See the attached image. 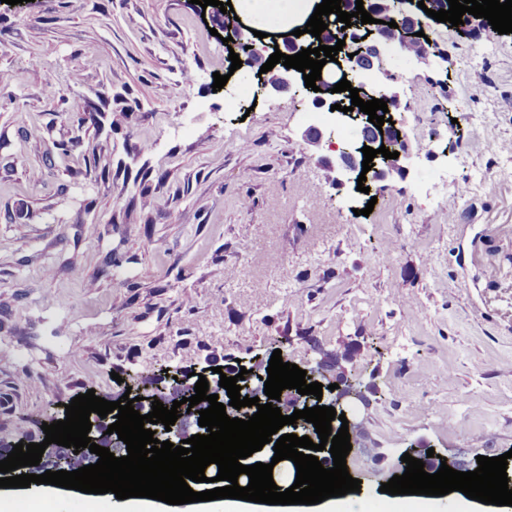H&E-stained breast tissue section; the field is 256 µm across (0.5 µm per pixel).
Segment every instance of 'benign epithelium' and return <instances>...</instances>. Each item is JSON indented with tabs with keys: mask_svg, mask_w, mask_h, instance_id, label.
<instances>
[{
	"mask_svg": "<svg viewBox=\"0 0 512 512\" xmlns=\"http://www.w3.org/2000/svg\"><path fill=\"white\" fill-rule=\"evenodd\" d=\"M419 0H363L364 9L370 15L377 19L380 15L386 13L394 14L395 20L406 25H417L418 23L428 19V15L418 7ZM210 9L209 15L212 21L219 28L224 29L231 27L234 31L233 47H248L246 56L242 59V66H253L257 63L263 64L267 61L264 52L267 49L265 41L254 36L252 28L235 21L225 22L224 15L220 8L208 6ZM274 43L278 44L281 52L287 55H294L304 49L301 43V38L294 35H286L281 38L279 35L272 36ZM343 52L346 57L336 56L338 62L332 63L333 69L321 70V80L317 84L322 88H333V85L338 83L342 78L350 77L356 74H363L367 72H375L383 70L384 57L387 56V45L382 38L380 26L377 24H364L362 26L351 27L343 31ZM354 54V57H348V54ZM297 71L294 69L281 67L275 81L263 84V89L272 95L281 93H291L297 89L298 82L296 79ZM347 117L361 122L359 128V137H361V145L354 148H345L338 145H329V148L336 152L333 159L323 158L328 171L331 172V182L336 186H343L346 183L357 182L359 175L362 171V161L364 159L361 147L364 145L370 146L374 149L380 147L390 148V144L398 143L397 151L399 152V162L401 172L408 173L409 163L412 157V151L405 136H397L399 128L397 125H392L389 122H384L382 129H377L375 124L368 121L369 115L353 112L347 113ZM323 133L320 128L316 126L308 127L303 133V140L307 148L316 153L322 147ZM397 176L391 168L383 166L379 163L371 167V170L366 173V181L364 186L373 187H386L388 183ZM205 375L209 382V393L218 395V402L226 405V412L239 414V410L229 405V401L225 400L227 390L219 386L220 374L215 373L207 367H202L199 373L194 375V378H199V375ZM268 378V373H261L258 370L245 375L244 386L241 391L246 393L250 398H259V403L266 404L270 399L264 393V379ZM165 379L170 382V386L163 389L156 397L148 396L146 399L140 401L142 414H147L152 411V402L154 399H159L160 402H166L169 397H176L181 399L187 397L194 392L195 383L190 381L188 373L184 370L177 369L165 374ZM331 383H336L339 388L332 391L328 389V384H323L322 399H317L313 395H301L297 390L291 389L287 393V397L281 401H275V406L281 409V414L290 415L294 410H302L310 403L317 400L319 404L336 409H342L345 417L348 420V430L350 434V443L356 445L360 443L361 437L357 436V432L363 429V421L359 416V405L369 406V401L366 399L365 394L358 389L351 381L348 380L346 374L340 373ZM199 413H187L180 416L171 426V431H166L165 426L161 423L149 425V429L155 431L153 438L160 441H170L173 446H178L181 441L190 438L193 435L191 432L192 427L198 426ZM430 445L419 442L418 450L414 453L415 458L423 460L425 463L424 470L430 474H434L441 466V462H446L449 467L454 470L463 471L465 465L454 457H447L439 455V452H434V456L427 457V450ZM64 451L52 444L48 446L42 455V460L39 465L33 467V470L43 473L47 470L58 471L64 469Z\"/></svg>",
	"mask_w": 512,
	"mask_h": 512,
	"instance_id": "obj_1",
	"label": "benign epithelium"
}]
</instances>
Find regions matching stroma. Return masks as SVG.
Masks as SVG:
<instances>
[{
	"mask_svg": "<svg viewBox=\"0 0 512 512\" xmlns=\"http://www.w3.org/2000/svg\"><path fill=\"white\" fill-rule=\"evenodd\" d=\"M212 26L190 0H0V444L90 390L345 341L372 388L357 512H512L380 490L421 439L512 450V33L427 27L444 70L390 50L413 164L363 216L304 144L311 95L230 72Z\"/></svg>",
	"mask_w": 512,
	"mask_h": 512,
	"instance_id": "obj_1",
	"label": "stroma"
}]
</instances>
